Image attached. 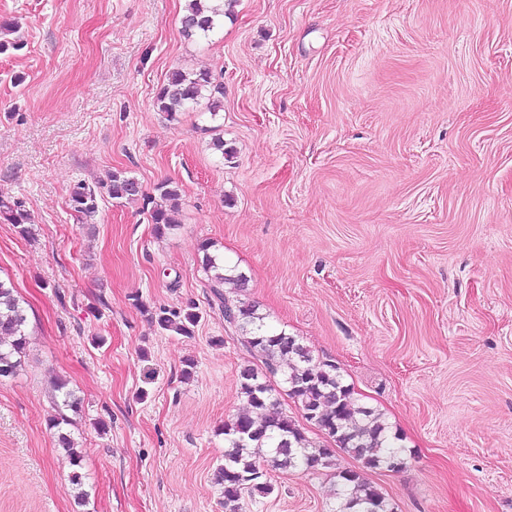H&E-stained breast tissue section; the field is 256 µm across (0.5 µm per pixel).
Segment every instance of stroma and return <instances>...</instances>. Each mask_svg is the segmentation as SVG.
<instances>
[{
    "label": "stroma",
    "mask_w": 512,
    "mask_h": 512,
    "mask_svg": "<svg viewBox=\"0 0 512 512\" xmlns=\"http://www.w3.org/2000/svg\"><path fill=\"white\" fill-rule=\"evenodd\" d=\"M185 5L0 0L21 41L0 49V195L30 215L26 236L0 223L28 334L0 378V512H224L251 356L209 301L205 242L400 434L404 467L365 473L393 512H512V0H234L205 38ZM177 69L211 71L218 116L158 110ZM116 169L176 182L178 227L107 197L78 221L73 185ZM190 305L193 336L150 320ZM269 481L243 512L337 505L331 470ZM66 381L62 379H57L54 382V391L56 393H62L63 400L62 403H55L56 406V414L50 419L51 428L58 429V445L63 448L69 455L72 465L80 464V455L77 453L75 448V442L71 438L70 433L62 432V425H70L71 420L64 413L65 410H72L76 412L79 408V402L77 399L73 398L72 392L66 389Z\"/></svg>",
    "instance_id": "1"
}]
</instances>
